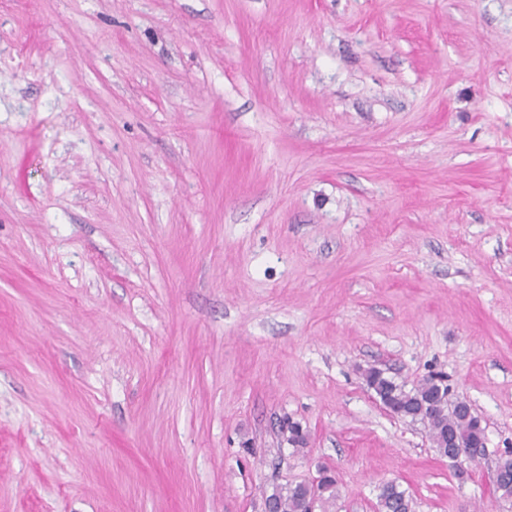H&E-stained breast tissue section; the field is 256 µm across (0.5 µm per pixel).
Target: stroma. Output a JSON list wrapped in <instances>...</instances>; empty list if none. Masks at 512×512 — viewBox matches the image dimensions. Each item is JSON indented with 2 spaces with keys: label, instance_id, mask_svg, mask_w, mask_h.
I'll return each instance as SVG.
<instances>
[{
  "label": "stroma",
  "instance_id": "1",
  "mask_svg": "<svg viewBox=\"0 0 512 512\" xmlns=\"http://www.w3.org/2000/svg\"><path fill=\"white\" fill-rule=\"evenodd\" d=\"M504 448L512 0H0V512H512ZM363 378L368 389L386 408L391 407L393 414L410 418L412 422L420 421L429 440L437 446L448 432H455L468 440L485 437L482 420L473 410L456 408L448 411V403L453 402L448 396L449 386L442 378L430 377L410 389L377 367L365 369ZM436 450L439 453H448L447 455L442 456L448 458V460L453 463H459L463 457L470 461H476L490 454V450L484 440L472 444H466L456 436L452 435H448V444H444L443 448H436ZM494 485H497L495 491L499 494V499L505 502H512V458H506L502 465L501 472L498 463L494 475ZM337 494V480L329 471L314 490L310 482L277 484L272 492L265 496L264 504L270 506L272 512H315L317 504L321 507L333 503ZM316 498H308L311 496ZM308 500V502H307ZM377 499L380 512H410L409 496L394 482L383 484L379 489Z\"/></svg>",
  "mask_w": 512,
  "mask_h": 512
}]
</instances>
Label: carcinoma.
I'll return each mask as SVG.
<instances>
[{"label": "carcinoma", "instance_id": "1", "mask_svg": "<svg viewBox=\"0 0 512 512\" xmlns=\"http://www.w3.org/2000/svg\"><path fill=\"white\" fill-rule=\"evenodd\" d=\"M363 378L368 389L385 407L392 408L393 414L421 422L433 443H441L449 432L468 440L485 437L482 420L474 412L448 411L449 386L441 378L430 377L409 389L377 367L365 369ZM282 433L286 434L288 444L296 448L307 444V433L296 421L285 419ZM495 491L503 501L512 502V458L504 461ZM336 494L337 480L329 473L316 486L309 482L277 484L265 496L264 504L270 506L271 512H305L308 498L317 497L323 507L335 501ZM377 499L379 512H410L409 496L394 482L383 484Z\"/></svg>", "mask_w": 512, "mask_h": 512}]
</instances>
